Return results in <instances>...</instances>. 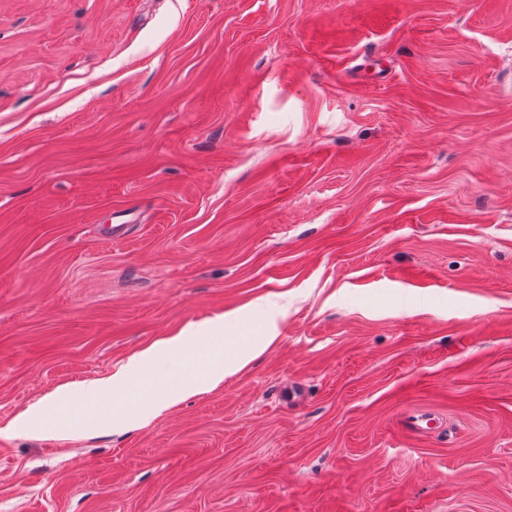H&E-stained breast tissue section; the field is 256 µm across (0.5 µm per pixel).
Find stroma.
Returning a JSON list of instances; mask_svg holds the SVG:
<instances>
[{
	"mask_svg": "<svg viewBox=\"0 0 512 512\" xmlns=\"http://www.w3.org/2000/svg\"><path fill=\"white\" fill-rule=\"evenodd\" d=\"M219 315L279 337L12 428ZM0 512H512V0H0Z\"/></svg>",
	"mask_w": 512,
	"mask_h": 512,
	"instance_id": "1",
	"label": "stroma"
}]
</instances>
